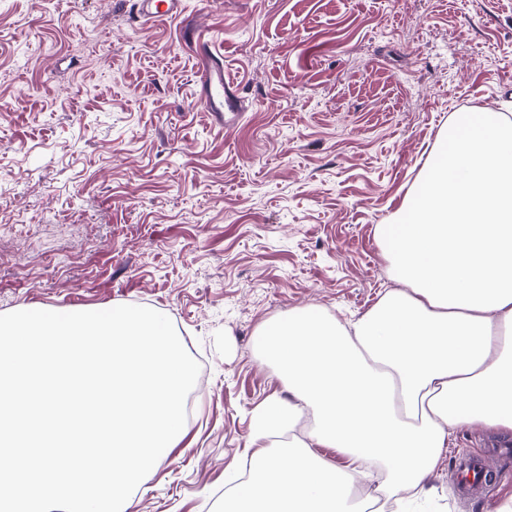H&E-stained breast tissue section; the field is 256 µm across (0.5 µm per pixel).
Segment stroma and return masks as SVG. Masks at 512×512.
<instances>
[{"mask_svg": "<svg viewBox=\"0 0 512 512\" xmlns=\"http://www.w3.org/2000/svg\"><path fill=\"white\" fill-rule=\"evenodd\" d=\"M247 110L214 124L182 19L140 30L123 0H0V314L138 305L200 374L182 446L132 512H220L259 404L254 354L305 308L346 323L394 288L379 236L418 195L454 112L512 113V0H184ZM458 430L420 512H512L461 496Z\"/></svg>", "mask_w": 512, "mask_h": 512, "instance_id": "35a3bbf8", "label": "stroma"}]
</instances>
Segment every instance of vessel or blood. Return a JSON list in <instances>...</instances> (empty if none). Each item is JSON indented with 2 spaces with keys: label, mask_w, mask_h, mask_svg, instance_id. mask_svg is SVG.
<instances>
[{
  "label": "vessel or blood",
  "mask_w": 512,
  "mask_h": 512,
  "mask_svg": "<svg viewBox=\"0 0 512 512\" xmlns=\"http://www.w3.org/2000/svg\"><path fill=\"white\" fill-rule=\"evenodd\" d=\"M181 11V0H133L130 6L133 22L142 26L178 15ZM182 38L188 49L202 62L196 74L198 104L210 112L216 124H234L242 114L243 98L238 85L225 74L223 54L216 48L209 32L199 28H184ZM511 482V467H494L481 458L464 461L457 471V483L464 489L489 491Z\"/></svg>",
  "instance_id": "b4317fda"
}]
</instances>
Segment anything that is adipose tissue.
<instances>
[{
    "label": "adipose tissue",
    "mask_w": 512,
    "mask_h": 512,
    "mask_svg": "<svg viewBox=\"0 0 512 512\" xmlns=\"http://www.w3.org/2000/svg\"><path fill=\"white\" fill-rule=\"evenodd\" d=\"M425 179L380 227L396 289L347 325L309 309L259 328L288 398L258 408L223 512H364L347 480L366 460L407 512L459 428L512 432V114L452 113Z\"/></svg>",
    "instance_id": "ef3b65f1"
}]
</instances>
